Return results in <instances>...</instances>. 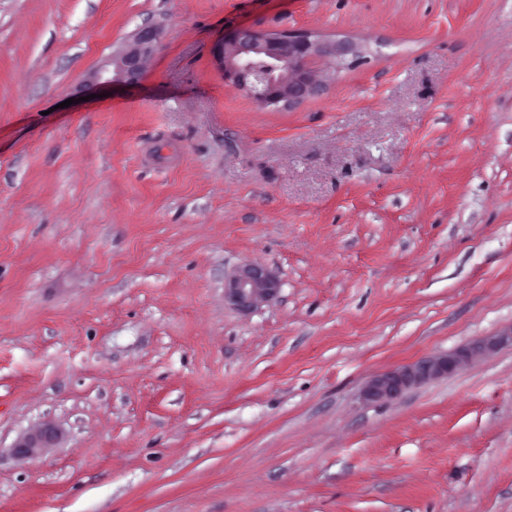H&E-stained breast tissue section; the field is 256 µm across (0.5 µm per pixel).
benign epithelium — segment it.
<instances>
[{"label":"benign epithelium","instance_id":"benign-epithelium-1","mask_svg":"<svg viewBox=\"0 0 512 512\" xmlns=\"http://www.w3.org/2000/svg\"><path fill=\"white\" fill-rule=\"evenodd\" d=\"M160 44L155 27L137 30L133 39L112 58L92 72L91 85H120L138 82ZM351 48L321 39L305 31H264L239 26L224 34L212 49L224 81L232 83L262 108L293 107L313 96L320 88L316 80L319 64L326 59H341ZM280 283L276 274L255 263L241 264L224 284V298L238 310H250L273 299ZM512 344V336L482 339L456 351L421 358L403 367L374 376L363 389L367 402H390L408 389L446 377L466 364L474 354ZM59 430L46 422L21 436L14 452L22 458L40 455L53 447Z\"/></svg>","mask_w":512,"mask_h":512}]
</instances>
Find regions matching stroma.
<instances>
[{"mask_svg": "<svg viewBox=\"0 0 512 512\" xmlns=\"http://www.w3.org/2000/svg\"><path fill=\"white\" fill-rule=\"evenodd\" d=\"M241 25L354 50L261 108ZM245 261L280 289L241 312ZM502 333L512 0H0V512H512V344L362 397ZM160 44V31L155 27L137 30L133 39L112 58L92 72L91 85H120L137 83ZM512 344V336L482 339L456 351L421 358L403 367L388 370L374 376L363 389L367 402H390L399 399L408 389L459 370L475 353ZM59 439V430L52 422H45L30 433L19 438L14 452L22 458H31L53 448Z\"/></svg>", "mask_w": 512, "mask_h": 512, "instance_id": "obj_1", "label": "stroma"}]
</instances>
